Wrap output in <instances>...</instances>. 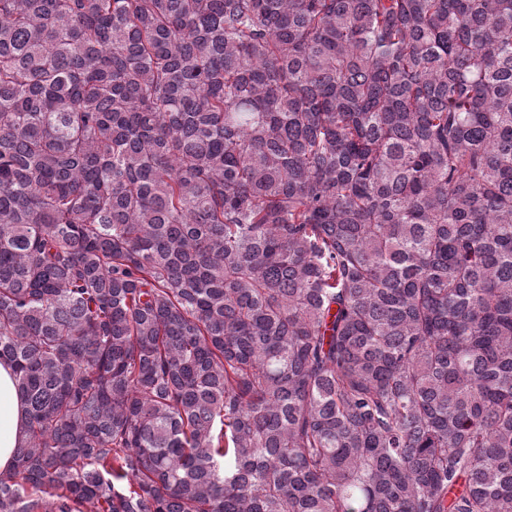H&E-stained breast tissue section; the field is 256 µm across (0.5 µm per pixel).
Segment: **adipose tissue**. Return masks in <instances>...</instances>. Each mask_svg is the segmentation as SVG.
<instances>
[{
  "mask_svg": "<svg viewBox=\"0 0 512 512\" xmlns=\"http://www.w3.org/2000/svg\"><path fill=\"white\" fill-rule=\"evenodd\" d=\"M24 409L12 366L0 362V473L9 470L16 448L26 440Z\"/></svg>",
  "mask_w": 512,
  "mask_h": 512,
  "instance_id": "ef3b65f1",
  "label": "adipose tissue"
}]
</instances>
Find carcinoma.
Wrapping results in <instances>:
<instances>
[{
    "label": "carcinoma",
    "mask_w": 512,
    "mask_h": 512,
    "mask_svg": "<svg viewBox=\"0 0 512 512\" xmlns=\"http://www.w3.org/2000/svg\"><path fill=\"white\" fill-rule=\"evenodd\" d=\"M0 512H512V0H0ZM24 409L13 367L0 362V473L10 469L15 449L26 440Z\"/></svg>",
    "instance_id": "cac0c4a2"
}]
</instances>
